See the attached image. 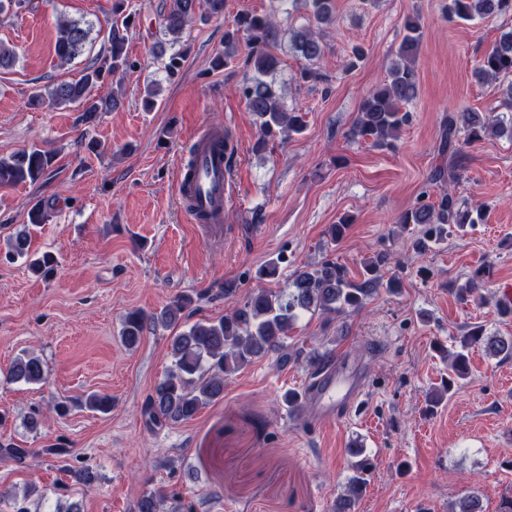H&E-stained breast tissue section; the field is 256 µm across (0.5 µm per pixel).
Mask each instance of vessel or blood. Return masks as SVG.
<instances>
[{"label":"vessel or blood","mask_w":512,"mask_h":512,"mask_svg":"<svg viewBox=\"0 0 512 512\" xmlns=\"http://www.w3.org/2000/svg\"><path fill=\"white\" fill-rule=\"evenodd\" d=\"M221 129L207 127L194 138L196 147L192 168H179V194L189 195L193 207L191 222L206 218L208 223L224 221V200L228 193L225 179L224 152L220 146ZM367 380L357 375L344 359H337L310 385L307 402L313 414L324 422L334 421L340 409L353 408L365 395Z\"/></svg>","instance_id":"vessel-or-blood-1"}]
</instances>
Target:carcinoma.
Listing matches in <instances>:
<instances>
[{
    "mask_svg": "<svg viewBox=\"0 0 512 512\" xmlns=\"http://www.w3.org/2000/svg\"><path fill=\"white\" fill-rule=\"evenodd\" d=\"M284 12L289 14L297 4L307 12L308 25L291 32V49L305 61L297 75L298 83H324L327 76L313 68L324 54L320 31L336 21L335 0H279ZM128 0H113L112 26L108 37L107 55L102 64L88 65L82 75L72 81H61L47 90L48 98L57 105H74L83 112L86 123L92 124L101 112H110L121 106L115 96L95 97L93 89L108 78L130 68L126 50L127 31L135 23V14L127 11ZM448 19L470 22L498 16L512 15V0H448ZM224 12V0H165L163 32L178 38L197 16L207 13L218 15ZM423 21L420 15H408L402 23V38L396 59L389 66L388 78L370 91L360 104L355 122L348 131L351 139L371 142L377 148H390L398 140L403 127L409 125L411 113L406 106L417 93V59L423 37ZM90 29L79 23L64 20L59 24V36L55 53L60 63L66 64L78 55L85 45ZM278 30L266 14L242 12L234 20L233 27L224 31V56L219 64L226 65L237 54L241 39H246L251 52L245 60L249 76L238 88V94L248 111L256 116L260 125V138L255 150L264 152L270 142L283 134H299L305 128L304 113L287 111L282 105V90L275 85L274 74L278 59L270 52L276 43ZM472 76L483 83L508 81L503 90L501 105L512 112V28L503 32L490 49L477 61ZM512 131L491 112H464L461 121L448 117L443 126L438 145L441 161L432 167L428 181L431 184L448 182L454 184L459 177L447 167L445 161L457 160L463 147L476 143L489 134ZM51 157L41 149L23 150L7 157H0V187H15L39 181L48 170ZM483 211L479 206H470L448 190L437 201L429 202L427 191H422L414 204L398 217L404 229L419 227V235L412 237V248L421 255L432 251L455 231L481 223ZM6 258L26 259L28 268L44 277H50L57 266L53 255L45 253L29 258V228L16 230L6 242ZM391 253L381 250L363 262L358 276L350 275L348 268L333 258H326L314 266L296 269L288 287L274 291L258 288L241 304L217 320L184 322L197 299L189 294L176 296L160 312L146 315L139 310L126 314L120 338L128 348H135L144 333L158 328L168 330L182 327L170 337L171 364L147 396L142 414L148 429H161L173 423L188 421L204 406L224 395V382L253 361L280 355V361L297 363L305 361L316 376L327 368L333 356L330 351L298 348L288 353L285 339L294 328L298 318L304 314L312 316H338L361 308L377 292L381 282L394 291L401 279L391 273ZM490 276V267L477 268L459 289V298L467 300L485 287ZM480 346L491 357H512V337L487 335L479 327H473L460 340V348L450 353L448 377L442 379V390L429 400L428 411H434L469 374V348ZM44 361L34 355L24 354L15 359L8 370L7 378L14 382L41 384L47 378ZM282 403L291 415L303 411L302 394L290 390L282 397ZM75 405L92 412L108 413L112 410L109 397L91 393L71 403L61 401L53 406L56 413H68ZM0 455L18 465L25 463L29 449L14 443H0ZM375 469L374 459L365 456L352 464L353 475L346 485V494L336 499L334 512H353L356 499L366 487ZM172 502L170 512H184L176 496L168 497L158 491H149L138 499L135 512H161L165 503ZM452 512H483L480 497L471 490H464L455 500Z\"/></svg>",
    "mask_w": 512,
    "mask_h": 512,
    "instance_id": "1",
    "label": "carcinoma"
}]
</instances>
